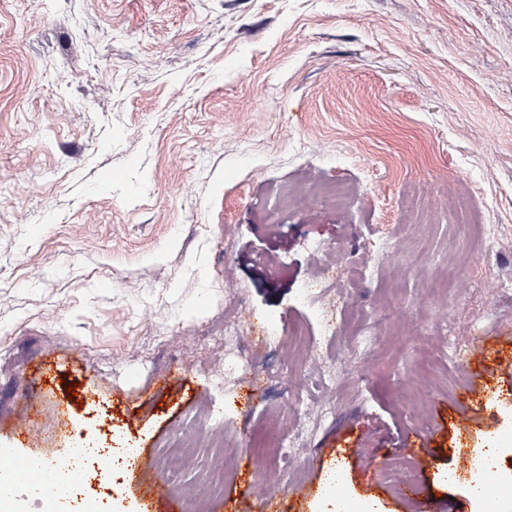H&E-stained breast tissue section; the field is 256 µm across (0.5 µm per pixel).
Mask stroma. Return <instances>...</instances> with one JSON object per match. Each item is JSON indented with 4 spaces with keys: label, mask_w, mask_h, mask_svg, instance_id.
Segmentation results:
<instances>
[{
    "label": "stroma",
    "mask_w": 512,
    "mask_h": 512,
    "mask_svg": "<svg viewBox=\"0 0 512 512\" xmlns=\"http://www.w3.org/2000/svg\"><path fill=\"white\" fill-rule=\"evenodd\" d=\"M344 183L347 208L286 211L283 187ZM453 184L481 210L470 229L413 224L406 200ZM376 249L370 284L339 280L375 337L323 338L299 294L324 265ZM284 381L217 384L224 293ZM483 336H512V0H0V448L62 457L83 444L60 410L136 444L135 478L101 500L165 512L171 443L232 463L204 512H239L269 477L251 441L314 419L283 474L291 512H329L327 473L358 512H415L396 494L463 512L462 461L512 447V399L468 434L448 421ZM58 381H30L34 364ZM346 370L317 421L309 377ZM76 385L69 399L68 385ZM39 423L19 430L27 404ZM431 433L429 463L403 449Z\"/></svg>",
    "instance_id": "1"
}]
</instances>
